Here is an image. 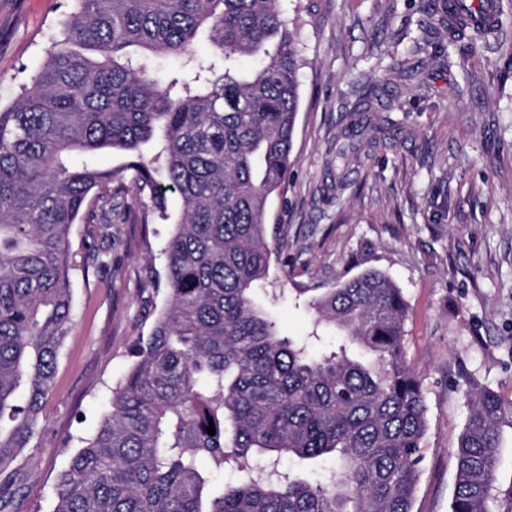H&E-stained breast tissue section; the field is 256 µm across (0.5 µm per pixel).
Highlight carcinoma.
Returning a JSON list of instances; mask_svg holds the SVG:
<instances>
[{
	"instance_id": "1",
	"label": "carcinoma",
	"mask_w": 512,
	"mask_h": 512,
	"mask_svg": "<svg viewBox=\"0 0 512 512\" xmlns=\"http://www.w3.org/2000/svg\"><path fill=\"white\" fill-rule=\"evenodd\" d=\"M203 32L207 62L194 52ZM139 49L179 58L193 78L162 82ZM45 54L0 108V512H17L15 463L74 323L73 273L101 261L71 250L73 225L163 219L169 191L182 213L163 249L167 302L58 473L51 512H412L427 405L404 353L402 289L369 268L313 297L316 322L340 336L322 352L282 335L256 299L301 99L278 0H74ZM241 55L260 65L239 70ZM371 109H355L346 164ZM101 149L128 162L75 161ZM468 399L450 512H512L497 455L512 401L489 387ZM284 458L333 467L315 478L280 469ZM228 465L235 480L215 485Z\"/></svg>"
}]
</instances>
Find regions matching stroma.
Instances as JSON below:
<instances>
[{"label": "stroma", "mask_w": 512, "mask_h": 512, "mask_svg": "<svg viewBox=\"0 0 512 512\" xmlns=\"http://www.w3.org/2000/svg\"><path fill=\"white\" fill-rule=\"evenodd\" d=\"M440 0H280L302 58L292 166L269 207L264 282L284 334L315 325L310 298L368 267L407 304L404 351L422 384L427 433L413 512H449L455 449L473 386L512 398V0L491 33L452 36ZM72 0H0V104L45 58ZM405 58L414 77L393 71ZM380 95L345 177L336 151L356 106ZM169 220L77 224L72 249L105 261L74 280V323L43 419L20 457V512H49L57 473L96 429L113 388L166 303Z\"/></svg>", "instance_id": "stroma-1"}]
</instances>
